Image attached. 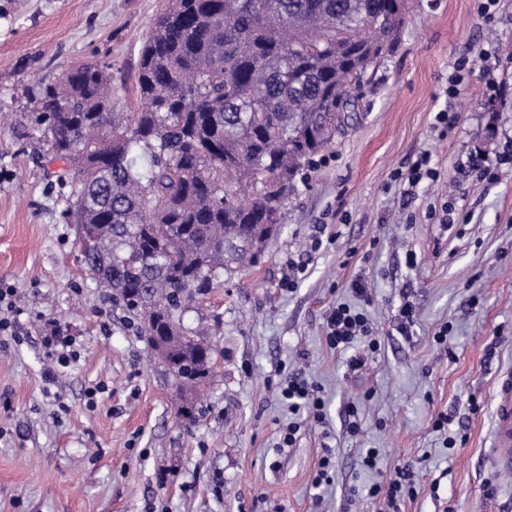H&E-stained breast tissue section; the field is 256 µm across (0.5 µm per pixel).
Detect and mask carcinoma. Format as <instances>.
Masks as SVG:
<instances>
[{
  "instance_id": "carcinoma-1",
  "label": "carcinoma",
  "mask_w": 512,
  "mask_h": 512,
  "mask_svg": "<svg viewBox=\"0 0 512 512\" xmlns=\"http://www.w3.org/2000/svg\"><path fill=\"white\" fill-rule=\"evenodd\" d=\"M406 0H166L143 39L135 112L112 110L108 66L64 69L31 95L66 163L80 261L165 355L195 422L214 350L186 301L253 262L297 175L356 111L365 70L398 38Z\"/></svg>"
}]
</instances>
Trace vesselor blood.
I'll list each match as a JSON object with an SVG mask.
<instances>
[{"label": "vessel or blood", "instance_id": "b4317fda", "mask_svg": "<svg viewBox=\"0 0 512 512\" xmlns=\"http://www.w3.org/2000/svg\"><path fill=\"white\" fill-rule=\"evenodd\" d=\"M490 465L497 476L512 475V369L500 372L493 390Z\"/></svg>", "mask_w": 512, "mask_h": 512}]
</instances>
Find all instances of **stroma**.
<instances>
[{"label":"stroma","mask_w":512,"mask_h":512,"mask_svg":"<svg viewBox=\"0 0 512 512\" xmlns=\"http://www.w3.org/2000/svg\"><path fill=\"white\" fill-rule=\"evenodd\" d=\"M163 5L0 0V282L15 290V333L0 335V512H512V479L491 485L487 463L494 382L512 367V0L487 17L477 0H409L346 133L297 183L258 263L187 309L185 326H208L217 352L191 425L162 361L78 261L63 164L24 92L106 62L113 110L132 111ZM485 51L499 93L477 70L449 99L455 61ZM448 108L450 129L436 120ZM424 154L438 180L396 179ZM479 164L493 175L478 176ZM319 233L329 241L317 249ZM292 261L304 272L287 288ZM339 302L363 310L380 343L355 370L357 348L326 341ZM56 326L77 357L49 385ZM291 373L321 387L324 423L280 400ZM441 414L453 420L439 432ZM369 448L380 454L372 470ZM327 454L331 481L314 485ZM405 464L413 495L392 507L370 496Z\"/></svg>","instance_id":"35a3bbf8"}]
</instances>
